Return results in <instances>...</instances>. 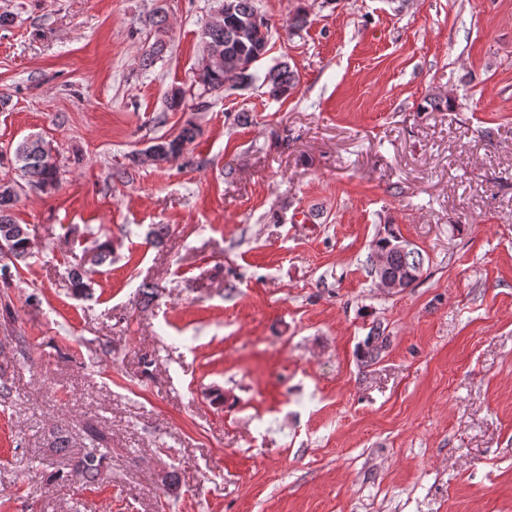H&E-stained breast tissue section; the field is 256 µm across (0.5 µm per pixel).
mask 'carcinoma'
<instances>
[{
    "mask_svg": "<svg viewBox=\"0 0 512 512\" xmlns=\"http://www.w3.org/2000/svg\"><path fill=\"white\" fill-rule=\"evenodd\" d=\"M233 14L224 19V24L214 25L203 31L204 49L219 51V57L211 60L203 54L196 73L195 83L202 93L224 90L226 87L249 86L261 81L266 94L274 100L288 96L295 87L298 75L286 63L270 67L264 76L255 68H244L243 62L257 59L267 52L274 24L256 7L255 0H231ZM155 40L143 55L144 68L152 67L165 52L168 44L169 25L166 17L152 19ZM200 135V128L192 121L186 122L175 135L153 139L146 149L132 155L135 165L160 167L178 160L186 145ZM7 165L15 170L18 179L0 180V258L15 263L24 261L33 254V243L27 226L19 224L13 216V209L21 195L27 192L48 193L59 184V168L51 150L40 138H26L14 149L11 157L0 153V166ZM397 235L391 233L376 239L371 250L386 249L388 258L381 270L371 269L379 278L397 274L411 277L416 281L423 271L424 258L415 249H399L395 245ZM102 457L93 452L83 455L78 472L89 485L98 479Z\"/></svg>",
    "mask_w": 512,
    "mask_h": 512,
    "instance_id": "carcinoma-1",
    "label": "carcinoma"
}]
</instances>
